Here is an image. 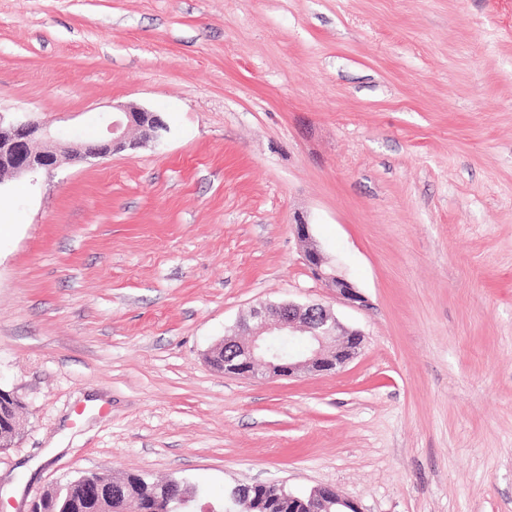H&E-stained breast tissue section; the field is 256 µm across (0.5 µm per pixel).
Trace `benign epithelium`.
Instances as JSON below:
<instances>
[{
    "label": "benign epithelium",
    "mask_w": 512,
    "mask_h": 512,
    "mask_svg": "<svg viewBox=\"0 0 512 512\" xmlns=\"http://www.w3.org/2000/svg\"><path fill=\"white\" fill-rule=\"evenodd\" d=\"M140 130L158 135L166 129L162 116L154 111L120 106L102 124L98 136L87 144H73L65 129L53 130L37 120L12 122L0 114V176L37 174L56 166L58 153L72 152L84 160L106 159L136 148L128 132ZM305 243L304 261L312 277L323 284L334 298L353 307L365 305L358 288L341 275L313 239L310 225H295ZM274 336H296L304 350L284 360L271 347ZM362 333L345 326L331 307L322 303L298 305L292 302L269 303L254 307L240 320L232 333L224 336V374L241 378L293 377L301 370L316 375L330 374L349 363L359 353ZM78 499L97 505L98 512H124L117 506L121 486L110 480L71 482ZM332 499L346 512H358L329 486L311 491L310 499Z\"/></svg>",
    "instance_id": "1"
}]
</instances>
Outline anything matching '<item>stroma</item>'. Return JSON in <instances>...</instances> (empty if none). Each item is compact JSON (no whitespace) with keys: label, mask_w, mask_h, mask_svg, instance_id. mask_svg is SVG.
Instances as JSON below:
<instances>
[{"label":"stroma","mask_w":512,"mask_h":512,"mask_svg":"<svg viewBox=\"0 0 512 512\" xmlns=\"http://www.w3.org/2000/svg\"><path fill=\"white\" fill-rule=\"evenodd\" d=\"M161 140L0 178V512L83 472L512 512V0H0V113ZM365 296L312 278L295 232ZM364 336L329 375L207 361L265 302Z\"/></svg>","instance_id":"35a3bbf8"}]
</instances>
